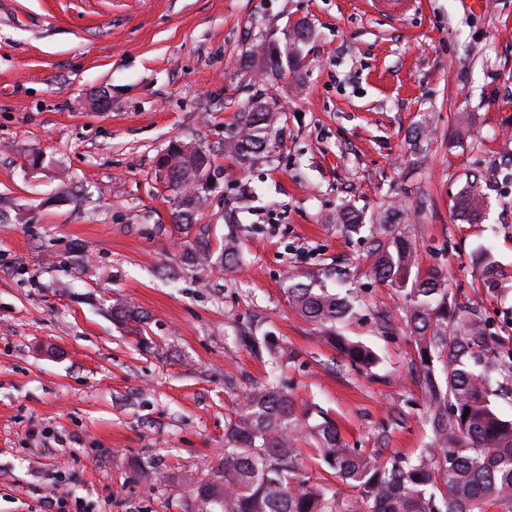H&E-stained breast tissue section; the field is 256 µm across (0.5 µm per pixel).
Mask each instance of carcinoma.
<instances>
[{
  "mask_svg": "<svg viewBox=\"0 0 512 512\" xmlns=\"http://www.w3.org/2000/svg\"><path fill=\"white\" fill-rule=\"evenodd\" d=\"M280 112H241L224 152L243 167L267 152L276 139ZM173 193L172 223L189 231L216 177L211 151L180 142L168 146ZM482 174L472 172L454 200L455 210L476 223L483 206ZM404 213L395 211L389 223L372 237L371 273L392 285L403 300V323L418 350L417 375L433 434L432 447L414 461L403 457L383 462L351 448L339 428L324 417L318 423L296 412L295 402L276 383L254 385L236 403L224 424V461L214 473L194 482L197 512H336V492L326 483L311 482L303 473L296 442L311 440L331 475L357 490L349 512H512V420L503 418L491 402L493 374L512 386V359L488 363L492 336L487 320L466 306L450 302L448 278L439 268L422 275L417 247L397 232ZM207 229L185 254L192 265L210 256ZM481 279L494 285L501 276L489 252L476 256ZM288 304L317 324L339 353L359 367L378 363L368 346L336 332L337 324L357 313L350 296L324 285L289 279ZM112 317L141 336L146 315L122 304Z\"/></svg>",
  "mask_w": 512,
  "mask_h": 512,
  "instance_id": "carcinoma-1",
  "label": "carcinoma"
}]
</instances>
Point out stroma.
Masks as SVG:
<instances>
[{"label":"stroma","mask_w":512,"mask_h":512,"mask_svg":"<svg viewBox=\"0 0 512 512\" xmlns=\"http://www.w3.org/2000/svg\"><path fill=\"white\" fill-rule=\"evenodd\" d=\"M0 0V512H196L242 393L276 372L311 421L387 460L431 444L418 361L370 225L402 205L421 270L443 266L512 355V0ZM304 26L308 37L288 36ZM293 48L279 73L254 46ZM108 92L107 108L94 98ZM282 114L270 152H224L239 112ZM220 171L194 233L157 174L171 142ZM482 171L480 224L452 209ZM352 211L363 227L341 229ZM239 244L225 269L222 244ZM502 272L484 288L470 255ZM350 267L357 368L288 305V277ZM144 311L143 336L112 318ZM152 479H135L137 468Z\"/></svg>","instance_id":"stroma-1"}]
</instances>
